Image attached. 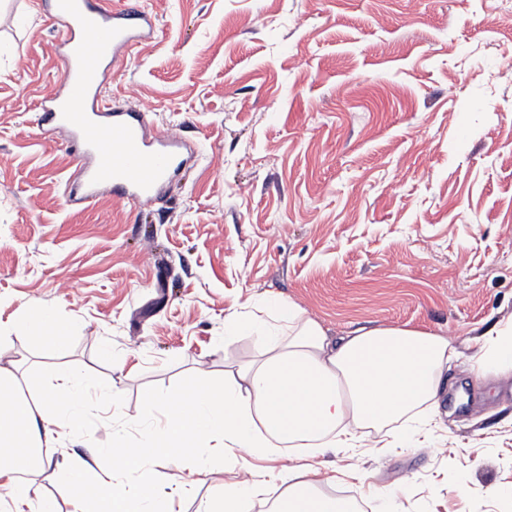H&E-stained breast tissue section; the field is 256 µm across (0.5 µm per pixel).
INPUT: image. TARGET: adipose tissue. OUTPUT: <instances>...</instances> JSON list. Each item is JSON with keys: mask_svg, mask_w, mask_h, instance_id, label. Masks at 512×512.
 Returning a JSON list of instances; mask_svg holds the SVG:
<instances>
[{"mask_svg": "<svg viewBox=\"0 0 512 512\" xmlns=\"http://www.w3.org/2000/svg\"><path fill=\"white\" fill-rule=\"evenodd\" d=\"M267 317L233 313L224 319V343L239 332L255 338V351L225 370L223 384L205 382L179 397L144 395L136 425L112 420V445L102 457L84 458L66 447L85 428L87 384L76 371L51 366L43 386L27 393L15 369L0 366V512H176L173 497L154 491L146 464L180 449L189 478L183 495L241 449L276 456L296 448L299 464L283 466L216 489L194 502V512H253L257 497L273 496L271 512H355L352 501L322 489L307 456L353 448L359 430L406 421L422 402L440 415L443 374L456 355L447 337L407 326L359 327L337 334L292 302L269 304ZM472 372L512 376V318L469 338ZM60 474L56 492L39 493L24 472Z\"/></svg>", "mask_w": 512, "mask_h": 512, "instance_id": "ef3b65f1", "label": "adipose tissue"}]
</instances>
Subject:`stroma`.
Wrapping results in <instances>:
<instances>
[{
  "mask_svg": "<svg viewBox=\"0 0 512 512\" xmlns=\"http://www.w3.org/2000/svg\"><path fill=\"white\" fill-rule=\"evenodd\" d=\"M156 34L105 75L183 136L191 161L158 200L71 205L79 159L44 139L61 79L41 0L0 9V327L56 310L49 339H0L31 384L74 367L140 415L224 381L255 339L224 319L293 302L336 331L398 325L462 347L512 317V0H143ZM111 358H103L102 349ZM427 449L326 454L363 512H512V387L447 372ZM468 492H459L460 482Z\"/></svg>",
  "mask_w": 512,
  "mask_h": 512,
  "instance_id": "1",
  "label": "stroma"
}]
</instances>
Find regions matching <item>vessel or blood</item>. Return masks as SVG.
<instances>
[{
  "label": "vessel or blood",
  "mask_w": 512,
  "mask_h": 512,
  "mask_svg": "<svg viewBox=\"0 0 512 512\" xmlns=\"http://www.w3.org/2000/svg\"><path fill=\"white\" fill-rule=\"evenodd\" d=\"M45 7L59 33L65 91L43 99L39 128L46 138L68 129L89 159L68 182L67 202H92L105 189L131 204L156 200L184 163L180 141L150 138L148 112L104 94L106 65H120L152 38L153 17L136 4L113 8L110 0H46Z\"/></svg>",
  "instance_id": "1"
}]
</instances>
